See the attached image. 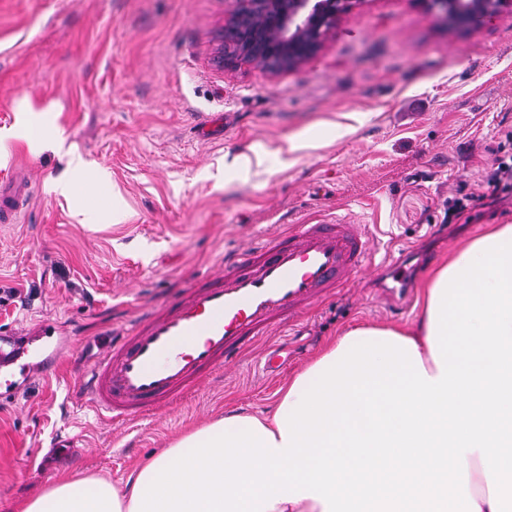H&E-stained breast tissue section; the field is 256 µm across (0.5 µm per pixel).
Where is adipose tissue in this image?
<instances>
[{
  "label": "adipose tissue",
  "mask_w": 512,
  "mask_h": 512,
  "mask_svg": "<svg viewBox=\"0 0 512 512\" xmlns=\"http://www.w3.org/2000/svg\"><path fill=\"white\" fill-rule=\"evenodd\" d=\"M407 326L341 330L273 408L20 512H512V224L442 257Z\"/></svg>",
  "instance_id": "adipose-tissue-1"
}]
</instances>
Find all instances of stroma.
<instances>
[{
  "label": "stroma",
  "mask_w": 512,
  "mask_h": 512,
  "mask_svg": "<svg viewBox=\"0 0 512 512\" xmlns=\"http://www.w3.org/2000/svg\"><path fill=\"white\" fill-rule=\"evenodd\" d=\"M231 8L0 0V180L24 177L32 191L19 222L0 223V332L49 319L77 349L0 405V512L65 474L123 486L186 427L229 406L270 408L285 375L340 329L416 320L418 306L379 298L381 261L412 251L419 283L485 225L512 224V194L447 218L449 198L477 192L512 136V13L450 29L419 0H361L316 55L271 73L218 64ZM31 132L62 135L64 154L32 151ZM241 155L250 166L232 167ZM335 221L369 225L378 251L294 335L270 336L288 354L284 375L246 360L126 427L71 399L114 314L174 301L225 251Z\"/></svg>",
  "instance_id": "35a3bbf8"
}]
</instances>
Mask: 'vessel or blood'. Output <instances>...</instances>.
I'll return each instance as SVG.
<instances>
[{"label":"vessel or blood","mask_w":512,"mask_h":512,"mask_svg":"<svg viewBox=\"0 0 512 512\" xmlns=\"http://www.w3.org/2000/svg\"><path fill=\"white\" fill-rule=\"evenodd\" d=\"M30 200L29 188L0 187V223H16ZM370 259L367 226L343 223L298 224L234 253L213 283L193 285L180 303L123 324L101 357L82 368L74 395L118 425L168 406L346 288ZM58 362L56 346L31 351L0 336V380L18 372L47 378Z\"/></svg>","instance_id":"b4317fda"}]
</instances>
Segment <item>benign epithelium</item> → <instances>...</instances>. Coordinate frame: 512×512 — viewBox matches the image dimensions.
I'll return each instance as SVG.
<instances>
[{
    "instance_id": "benign-epithelium-1",
    "label": "benign epithelium",
    "mask_w": 512,
    "mask_h": 512,
    "mask_svg": "<svg viewBox=\"0 0 512 512\" xmlns=\"http://www.w3.org/2000/svg\"><path fill=\"white\" fill-rule=\"evenodd\" d=\"M359 0H234L220 61L253 63L277 72L314 56L328 32ZM427 11L456 27L478 25L512 11V0H422Z\"/></svg>"
}]
</instances>
